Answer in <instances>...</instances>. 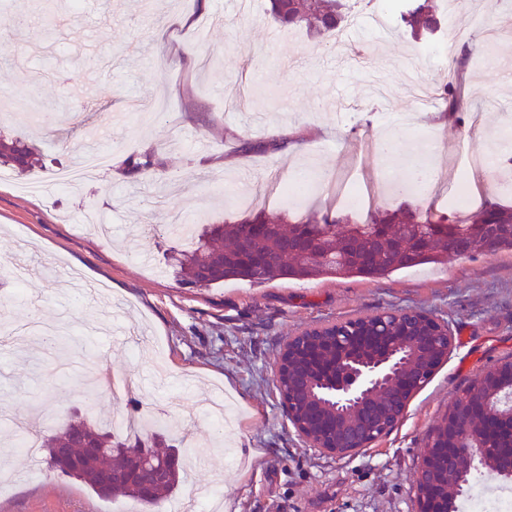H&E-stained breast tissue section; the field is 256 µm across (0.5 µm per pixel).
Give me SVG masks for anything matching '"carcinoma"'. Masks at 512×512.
<instances>
[{
	"label": "carcinoma",
	"mask_w": 512,
	"mask_h": 512,
	"mask_svg": "<svg viewBox=\"0 0 512 512\" xmlns=\"http://www.w3.org/2000/svg\"><path fill=\"white\" fill-rule=\"evenodd\" d=\"M348 0H270L269 14L282 27L306 30L325 37L340 30L348 14ZM397 25L410 31L418 41L437 33L441 18L434 0H394ZM471 60L469 44L454 55L451 79L440 90L445 111L453 120L461 111L459 75ZM0 159L30 171L38 159L29 148L0 141ZM127 171L148 174L156 167L155 152L145 151L126 162ZM251 224H272L274 231L255 241V247L272 257L274 268L266 271L240 259ZM385 232L401 243L391 248L380 236ZM464 248L469 255L512 251V206L503 205L493 195L485 196L476 208L462 213L450 206L441 212L421 210L403 203L396 207H376L359 215L349 210L319 213L291 220L286 210L253 209L237 224H207L188 248L178 251L176 262L182 280L199 288H209L231 279L262 282L275 278L319 279L379 278L389 273L443 262ZM477 422L487 444L503 468L512 466V423L490 416L483 402L472 397L467 415ZM158 434L130 441L76 415L58 433L42 440L52 466L66 476L91 488L101 497L122 492L139 501L138 487L124 475L135 468L152 471L176 455L154 450ZM457 446L453 432L448 439L434 441L435 466L442 469L448 449ZM183 463L157 475L155 502L171 496L180 484Z\"/></svg>",
	"instance_id": "carcinoma-1"
}]
</instances>
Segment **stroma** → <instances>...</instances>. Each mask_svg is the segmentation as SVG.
Wrapping results in <instances>:
<instances>
[{
    "mask_svg": "<svg viewBox=\"0 0 512 512\" xmlns=\"http://www.w3.org/2000/svg\"><path fill=\"white\" fill-rule=\"evenodd\" d=\"M385 0L358 4L337 37L277 27L266 0H83L46 11L41 0H5L0 90L15 103L0 137L43 156L31 172L0 167V431L19 421L48 430L41 407L97 423L131 407L194 434L198 447L234 458L186 469L176 492L219 488L223 512H418L416 473L426 437L476 376L512 360V252L393 272L376 279H228L215 288L178 284L166 268L167 225L233 222L244 188L280 207L281 187L315 172L302 215L339 207L348 193L393 207L390 180L402 151L382 153L391 112L415 111L416 88L438 91L450 58L425 53L398 29ZM447 13L448 0H438ZM452 13V12H449ZM452 26L470 39L463 102L479 124L435 125L419 116L408 142L439 136L437 177L412 202L441 208L460 183L493 190L487 171H463L488 134L512 116V0H461ZM112 113L111 130L101 128ZM301 128L296 153L239 155L236 138L265 140ZM108 166L52 194L25 184L75 163L90 142ZM155 150L146 176L129 156ZM29 271L14 298L8 270ZM390 310L447 323V361L388 433L336 457L307 447L288 421L274 373L291 336ZM14 482L0 512H125L80 481L12 450Z\"/></svg>",
    "mask_w": 512,
    "mask_h": 512,
    "instance_id": "1",
    "label": "stroma"
}]
</instances>
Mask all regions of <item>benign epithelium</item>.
Returning <instances> with one entry per match:
<instances>
[{
  "label": "benign epithelium",
  "mask_w": 512,
  "mask_h": 512,
  "mask_svg": "<svg viewBox=\"0 0 512 512\" xmlns=\"http://www.w3.org/2000/svg\"><path fill=\"white\" fill-rule=\"evenodd\" d=\"M387 314L372 317L365 328L377 333L376 345L363 358L354 357L352 337L339 334V325L314 328L288 339L276 369V385L288 414V421L307 447L342 457L369 447L395 427L407 408L402 400L387 410L383 399L398 388L406 376L415 386H424L447 360L452 339L448 325L414 310L393 314L402 335H387ZM484 385L481 397L487 411L501 418H512V374ZM483 373L482 377L490 375ZM471 423L459 438L447 467L438 474L430 461V448L437 430L426 439L417 472L418 512H432L435 487L442 486L448 510L462 496L468 475L475 469L504 477L511 472L500 468L496 453L478 441Z\"/></svg>",
  "instance_id": "obj_1"
}]
</instances>
